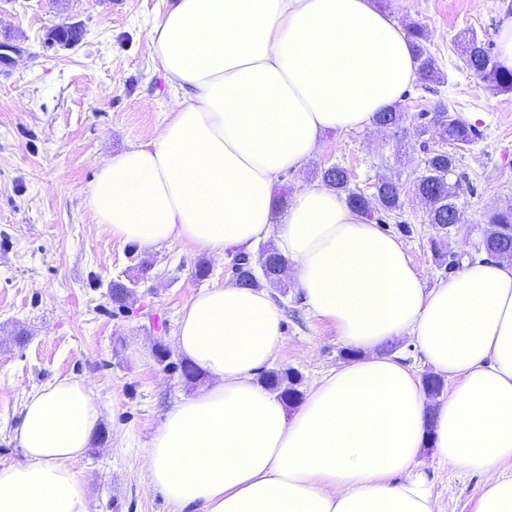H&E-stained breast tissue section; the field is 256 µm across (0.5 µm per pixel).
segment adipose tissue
I'll use <instances>...</instances> for the list:
<instances>
[{"label":"adipose tissue","instance_id":"obj_1","mask_svg":"<svg viewBox=\"0 0 512 512\" xmlns=\"http://www.w3.org/2000/svg\"><path fill=\"white\" fill-rule=\"evenodd\" d=\"M146 37L180 97L154 142L98 166L84 198L95 223L216 256L273 239L307 309L357 353L287 415L256 380L283 340L270 293L198 290L174 340L209 382L144 449L150 483L175 512H443L420 459L430 444L486 474L474 512H512V262L468 263L430 288L404 243L334 188L273 195L327 131L374 127L400 101L417 77L407 33L373 0H172ZM406 334L450 380L439 404L383 350ZM100 420L81 381L30 394L0 512H90L73 464Z\"/></svg>","mask_w":512,"mask_h":512}]
</instances>
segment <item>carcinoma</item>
<instances>
[{"instance_id":"carcinoma-1","label":"carcinoma","mask_w":512,"mask_h":512,"mask_svg":"<svg viewBox=\"0 0 512 512\" xmlns=\"http://www.w3.org/2000/svg\"><path fill=\"white\" fill-rule=\"evenodd\" d=\"M411 37L419 75L438 79L440 72L435 59L424 46L427 40L425 30L414 26L411 28ZM81 38L82 30L74 25L57 27L52 32V39L64 45H75ZM462 59L470 71L484 78L494 89L501 92L512 90V70H500L492 58L490 47L485 43L474 37L465 40ZM429 129L433 130L441 143H448L455 148L470 143L473 137L469 124L447 109L434 112L424 126V130ZM424 165L425 172L418 180L416 191L426 204L429 223L440 231L439 238L432 239L434 253L440 258L444 256L441 248L443 239L448 236L449 230L461 223V212L456 200L466 176L459 172L457 158L452 151L433 149L428 153ZM321 177L324 183L345 194L351 207L366 219L373 218L379 211L391 213L402 208L400 187L392 180H378L375 192L369 198L350 187L349 173L341 166L334 165L324 169ZM487 223L495 226L496 232L483 239L481 249L488 256L496 258L506 252L512 253V208L490 213ZM265 253L267 263L262 271L263 279L270 287L280 290L285 287L280 275L285 259L270 247L265 249ZM299 380V374L292 369L270 370L261 377V384L279 393L282 401L294 403L300 398V391L297 389Z\"/></svg>"}]
</instances>
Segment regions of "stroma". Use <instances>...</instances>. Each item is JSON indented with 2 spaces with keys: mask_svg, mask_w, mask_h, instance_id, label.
<instances>
[{
  "mask_svg": "<svg viewBox=\"0 0 512 512\" xmlns=\"http://www.w3.org/2000/svg\"><path fill=\"white\" fill-rule=\"evenodd\" d=\"M168 0H0V462L23 454L15 438L28 394L57 378L83 381L101 410L100 432L75 468L90 512H171L149 482L142 458L166 413L197 387L175 365L160 364L156 339L173 345L179 313L199 289L231 280V255L216 257L175 241L143 248L111 239L84 207L99 164L130 144L156 139L171 117L176 90L162 76L146 26ZM403 28L417 24L443 78L416 79L398 108L401 129L329 132L314 158L274 186L291 198L339 165L351 186L372 195L379 178L398 183L402 208L379 229L400 238L427 286L477 257L489 213L512 206V91L499 93L461 59L465 37L494 43L512 0H376ZM62 24L83 30L64 47L50 38ZM459 113L475 136L458 151L469 185L463 219L436 235L416 192L424 160L439 143L422 132L421 113ZM210 274L195 275L199 263ZM132 282L125 307L113 282ZM284 339L271 368L300 375L308 393L323 372L349 362L335 328L312 315L296 287L277 295ZM445 512H473L482 472L421 455Z\"/></svg>",
  "mask_w": 512,
  "mask_h": 512,
  "instance_id": "35a3bbf8",
  "label": "stroma"
}]
</instances>
